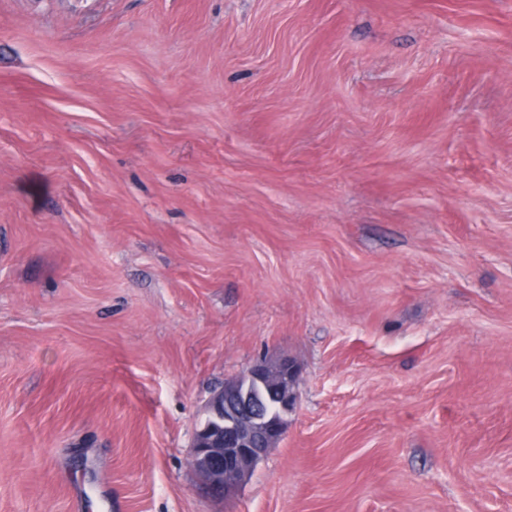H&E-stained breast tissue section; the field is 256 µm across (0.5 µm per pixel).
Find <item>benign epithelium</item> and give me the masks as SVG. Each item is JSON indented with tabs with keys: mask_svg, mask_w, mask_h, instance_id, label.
I'll return each instance as SVG.
<instances>
[{
	"mask_svg": "<svg viewBox=\"0 0 512 512\" xmlns=\"http://www.w3.org/2000/svg\"><path fill=\"white\" fill-rule=\"evenodd\" d=\"M298 373L288 359L259 360L211 394L194 435L191 464L215 494L234 496L255 465L283 439L286 416L297 405ZM267 400L276 402L279 417H267Z\"/></svg>",
	"mask_w": 512,
	"mask_h": 512,
	"instance_id": "1",
	"label": "benign epithelium"
}]
</instances>
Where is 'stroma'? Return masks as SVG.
I'll use <instances>...</instances> for the list:
<instances>
[{
  "label": "stroma",
  "instance_id": "1",
  "mask_svg": "<svg viewBox=\"0 0 512 512\" xmlns=\"http://www.w3.org/2000/svg\"><path fill=\"white\" fill-rule=\"evenodd\" d=\"M0 512H512V0H0ZM298 373V366L288 359L259 360L211 394L194 435L191 464L215 494L234 496L255 465L283 439L285 417L297 405ZM241 381H254L261 389L244 391ZM266 400L276 402L278 418L267 417L266 412H279L271 403L264 410Z\"/></svg>",
  "mask_w": 512,
  "mask_h": 512
}]
</instances>
